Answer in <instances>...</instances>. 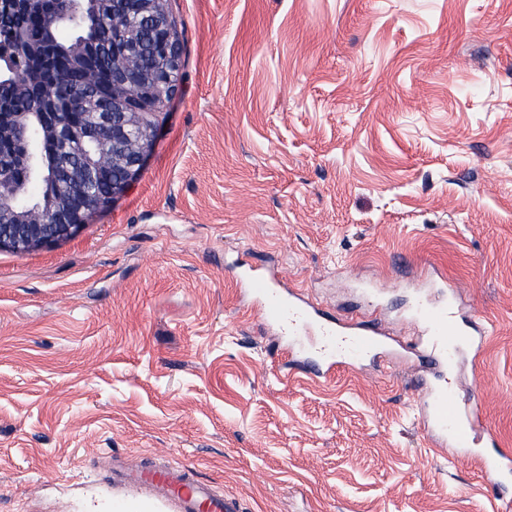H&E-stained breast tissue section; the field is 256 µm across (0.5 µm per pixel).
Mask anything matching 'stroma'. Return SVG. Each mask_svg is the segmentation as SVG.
<instances>
[{
  "mask_svg": "<svg viewBox=\"0 0 512 512\" xmlns=\"http://www.w3.org/2000/svg\"><path fill=\"white\" fill-rule=\"evenodd\" d=\"M181 90L125 191L0 249V512H160L174 464L243 512H512L431 454L414 372L285 376L228 266L416 336L441 271L494 332L477 387L512 448V0H167Z\"/></svg>",
  "mask_w": 512,
  "mask_h": 512,
  "instance_id": "1",
  "label": "stroma"
}]
</instances>
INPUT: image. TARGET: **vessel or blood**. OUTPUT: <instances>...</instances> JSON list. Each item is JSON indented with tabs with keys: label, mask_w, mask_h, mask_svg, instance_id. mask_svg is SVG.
Listing matches in <instances>:
<instances>
[{
	"label": "vessel or blood",
	"mask_w": 512,
	"mask_h": 512,
	"mask_svg": "<svg viewBox=\"0 0 512 512\" xmlns=\"http://www.w3.org/2000/svg\"><path fill=\"white\" fill-rule=\"evenodd\" d=\"M245 286L263 324L282 333L280 353L291 368L299 369L318 381H327L339 369H352L365 361L387 366L394 359L408 357L413 349L391 337L376 319L334 313L312 302L303 290L283 289L265 274H245ZM429 337V348L421 353L433 373L420 379L415 403L431 447L449 448L455 463L476 464L486 482L500 499H512V449L499 447L486 427L479 391L459 398L447 366L458 356L471 365H480L488 341L487 327L481 320L469 323L467 343H459L462 316L452 299L422 300L414 313ZM115 482L152 485L155 500L171 505L174 512H242L239 499L216 494L186 469H118Z\"/></svg>",
	"instance_id": "b4317fda"
}]
</instances>
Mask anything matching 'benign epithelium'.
<instances>
[{
	"label": "benign epithelium",
	"instance_id": "benign-epithelium-1",
	"mask_svg": "<svg viewBox=\"0 0 512 512\" xmlns=\"http://www.w3.org/2000/svg\"><path fill=\"white\" fill-rule=\"evenodd\" d=\"M95 3L60 0L58 10L41 17L40 24L48 38L58 42ZM121 4V9L112 10V31L123 36L122 51L112 53L110 68L88 76L92 83H108L111 97L75 87L67 107L51 113L48 124L40 112L0 113V143L7 141L11 147L0 163V249L27 252L71 237L91 214L126 189L143 165L156 133L152 110L180 89L181 40L165 0H121ZM144 26L157 38L149 63L140 39ZM16 43L15 35L0 34V81L16 83L20 92L27 93L36 84L35 71H22ZM63 50L72 66H82V41L67 39ZM74 126L90 138L94 152L57 168L67 185L64 193L33 201V187L49 178L42 142L58 139ZM15 166L22 170L19 178L11 175ZM109 173L118 175L111 191L105 195L93 191V185Z\"/></svg>",
	"mask_w": 512,
	"mask_h": 512
}]
</instances>
